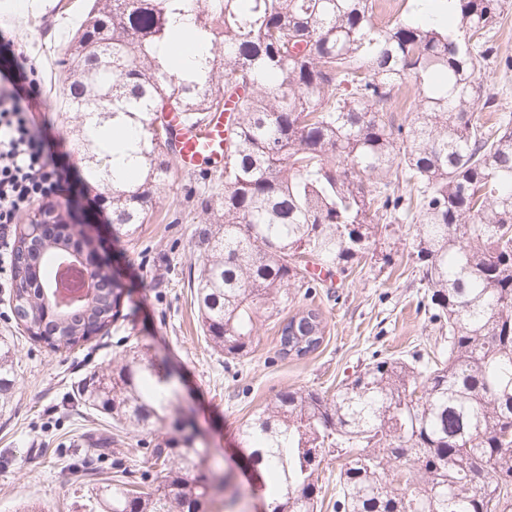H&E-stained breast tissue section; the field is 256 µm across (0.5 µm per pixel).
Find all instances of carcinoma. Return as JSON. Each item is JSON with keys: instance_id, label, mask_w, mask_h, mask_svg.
Segmentation results:
<instances>
[{"instance_id": "obj_1", "label": "carcinoma", "mask_w": 512, "mask_h": 512, "mask_svg": "<svg viewBox=\"0 0 512 512\" xmlns=\"http://www.w3.org/2000/svg\"><path fill=\"white\" fill-rule=\"evenodd\" d=\"M419 0L415 14L380 25L376 0H104L80 21L56 59L67 105L83 115L88 181L112 206L116 236L153 216L170 176L175 135L165 115L202 125L227 112L224 167L212 172L194 302L213 351L252 349L259 311L267 318L321 287L314 266L352 272L370 239L412 225L409 257L424 288V319L448 335L433 355L383 356L329 397L284 391L241 424L272 512H316L320 465L345 457L333 512H512V115L482 94L478 72L498 57L495 36L507 0H455L453 15ZM190 13L206 45L180 69L173 16ZM416 110L398 120L402 88ZM482 106H477L478 101ZM132 125L127 161L111 133ZM58 251L42 260L14 241L12 288L37 270L52 293ZM123 289L58 322L42 305L32 320L62 328L58 346L88 340L86 328L124 320ZM307 307L275 323L281 346L303 334ZM15 385L13 356L0 343V409ZM175 386L132 343L121 364L93 375L81 400L138 429H185ZM208 450L182 440L143 451L139 480L123 475L81 495L83 512H198L235 498L226 473L190 476Z\"/></svg>"}]
</instances>
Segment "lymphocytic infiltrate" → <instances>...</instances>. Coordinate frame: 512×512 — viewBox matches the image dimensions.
<instances>
[{
	"mask_svg": "<svg viewBox=\"0 0 512 512\" xmlns=\"http://www.w3.org/2000/svg\"><path fill=\"white\" fill-rule=\"evenodd\" d=\"M34 71L17 53L0 73V274L12 267V225L28 213L45 224L61 223L70 194V174L43 134L48 106L30 78Z\"/></svg>",
	"mask_w": 512,
	"mask_h": 512,
	"instance_id": "1",
	"label": "lymphocytic infiltrate"
}]
</instances>
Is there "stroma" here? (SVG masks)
<instances>
[{"instance_id": "stroma-1", "label": "stroma", "mask_w": 512, "mask_h": 512, "mask_svg": "<svg viewBox=\"0 0 512 512\" xmlns=\"http://www.w3.org/2000/svg\"><path fill=\"white\" fill-rule=\"evenodd\" d=\"M88 2L28 0L21 11L14 0H0V35L6 40L0 67L18 51L35 65L42 90L54 105L45 136L77 187L66 221L75 234L93 237L109 257V272L119 279L130 314L120 330L58 351L26 332L14 317L9 289L0 288V340L12 346L16 375L12 401L0 410V512H75L76 474L91 485L113 478L118 464L138 470L141 441L181 437L172 425L154 431L117 427L79 399L83 381L110 371L132 340L146 344L175 371L176 405L188 409L203 447L244 487L232 512H257L262 500L246 492L257 476L240 435L244 419L282 391L335 394L374 354L407 355L442 344L417 309L421 288L407 258L410 231L393 227L370 245L369 256L348 276L323 274L313 300L325 325L318 350L302 359L280 357L274 323L262 320L251 353L224 361L206 342L193 303L195 260L213 220L189 195L198 175L172 173L151 223L119 241L111 210L97 200L96 187L83 180L78 120L65 107L54 62ZM386 254L391 257L387 263L382 260ZM99 441L105 442L107 457L87 456Z\"/></svg>"}]
</instances>
